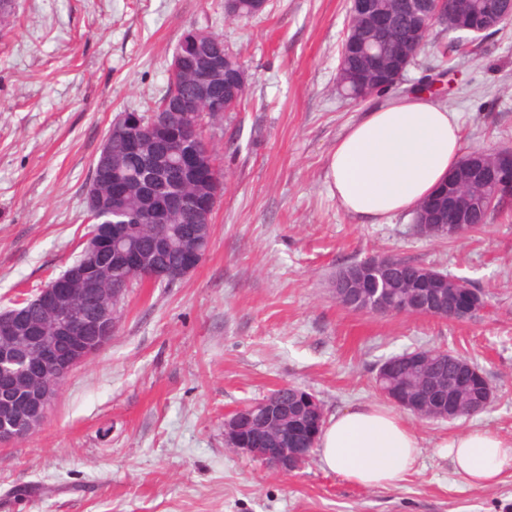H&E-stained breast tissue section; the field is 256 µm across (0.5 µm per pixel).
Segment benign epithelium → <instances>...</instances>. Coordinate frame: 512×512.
I'll return each mask as SVG.
<instances>
[{
    "label": "benign epithelium",
    "mask_w": 512,
    "mask_h": 512,
    "mask_svg": "<svg viewBox=\"0 0 512 512\" xmlns=\"http://www.w3.org/2000/svg\"><path fill=\"white\" fill-rule=\"evenodd\" d=\"M358 4L356 20L377 34L386 33L393 24V14L377 8L370 0H352ZM408 16L417 20L420 30L430 28L435 21L453 19L464 25L470 16L469 0H409L405 5ZM220 38L210 30L190 28L181 36L187 51L173 56L170 74L178 82L188 75H198L201 81L193 92L171 96L169 104L191 118L200 112L218 109L224 104V91L241 99L246 89V74L238 59L227 54L214 56L210 48L218 46ZM416 40H391L384 47L364 43L350 53L343 52L339 63V79L367 94L374 90L397 88L404 73L415 62ZM112 128L134 142L151 138L152 129L138 113L124 112ZM482 159L464 173L455 170L448 176V223H443L442 196L423 201L415 216L425 233L453 231L472 235L471 220L476 205L475 192L486 182L495 183L499 205L512 208V152L479 151ZM148 165L160 174L175 173L178 162L175 150L168 147L149 157ZM112 248L124 258L132 272L158 282L165 272L153 267L135 250L127 247L119 236H112ZM185 257L183 271L189 272L203 259L206 251L194 236L181 240ZM393 257H373L354 262L340 270L331 283L336 301L360 312L386 315L431 316L455 321L469 320L485 311L486 303L473 288L460 280L454 282L463 295L460 305H448L435 293L427 292L408 302L392 284ZM100 266L88 254L77 266L68 268L61 279L43 285L33 295L32 303L40 308V320L34 324L24 311L0 313V443L22 438L38 428L54 404L61 381L78 364L103 348L117 326L114 305L119 290L99 287ZM89 294L98 297V304L86 312L81 299ZM71 343L67 353L59 350V342ZM393 403L417 418H431L430 405L416 395L407 396L395 388L386 393ZM279 431L289 434L288 447L272 439ZM224 442L235 452L262 461L276 473L288 476L308 461L310 449L304 447L302 433L290 420L288 404L266 400L240 407L224 418Z\"/></svg>",
    "instance_id": "obj_1"
}]
</instances>
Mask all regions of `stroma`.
<instances>
[{"instance_id": "35a3bbf8", "label": "stroma", "mask_w": 512, "mask_h": 512, "mask_svg": "<svg viewBox=\"0 0 512 512\" xmlns=\"http://www.w3.org/2000/svg\"><path fill=\"white\" fill-rule=\"evenodd\" d=\"M350 6L270 0L240 21L224 0H13L0 24V311L79 255L91 161L120 113L163 94L185 30L220 34L247 85L206 129L224 172L208 253L172 284H134L44 424L0 446V512H512V476L471 487L438 452L475 425L512 438V223L448 241L408 213L360 224L338 205L328 160L359 116L336 82ZM429 41L401 92L448 63L435 83L465 150L512 147V25L464 56L436 53L440 28ZM382 254L467 279L489 305L464 322L343 308L336 270ZM417 348L465 357L493 397L467 419H412L421 455L398 484L348 483L315 454L282 476L226 447V412L285 384L328 417L381 401L379 364Z\"/></svg>"}]
</instances>
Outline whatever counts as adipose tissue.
Segmentation results:
<instances>
[{
    "label": "adipose tissue",
    "instance_id": "1",
    "mask_svg": "<svg viewBox=\"0 0 512 512\" xmlns=\"http://www.w3.org/2000/svg\"><path fill=\"white\" fill-rule=\"evenodd\" d=\"M463 143L457 113L426 92L386 97L364 107L329 158V188L339 206L365 224L413 210L448 177ZM420 440L401 416L356 403L331 416L318 448L324 469L347 482L384 487L411 474ZM453 471L468 485L488 487L512 473V439L472 426L445 444Z\"/></svg>",
    "mask_w": 512,
    "mask_h": 512
}]
</instances>
